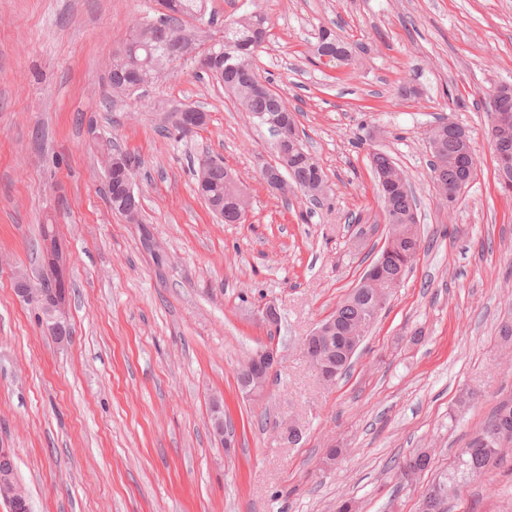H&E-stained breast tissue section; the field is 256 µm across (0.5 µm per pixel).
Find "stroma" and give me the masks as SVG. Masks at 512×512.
Wrapping results in <instances>:
<instances>
[{
    "label": "stroma",
    "mask_w": 512,
    "mask_h": 512,
    "mask_svg": "<svg viewBox=\"0 0 512 512\" xmlns=\"http://www.w3.org/2000/svg\"><path fill=\"white\" fill-rule=\"evenodd\" d=\"M227 18L261 11L262 76L325 174L318 204L280 197L255 124L194 61L107 98L109 63L158 0H0V448L15 451L33 512H419L504 402H512V193L488 136L497 88L512 85V0H208ZM329 28L355 51L317 63ZM414 94L398 92L401 83ZM205 125L167 128L166 107ZM468 133L478 165L454 207L429 169V128ZM137 162L139 223L113 211L94 141ZM382 149L417 197L421 249L334 386L299 343L359 282L386 237L370 155ZM223 159L251 208L227 224L196 194L192 164ZM53 219L72 253L65 340L17 291L39 285L37 241ZM275 304L270 323L262 309ZM276 346L261 396L239 370ZM222 409L232 449L212 430ZM302 435L276 432L286 418ZM339 447L335 463L327 448ZM431 449L415 483L400 463ZM449 512H512V447L449 501Z\"/></svg>",
    "instance_id": "obj_1"
}]
</instances>
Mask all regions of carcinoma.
Instances as JSON below:
<instances>
[{
	"label": "carcinoma",
	"instance_id": "obj_1",
	"mask_svg": "<svg viewBox=\"0 0 512 512\" xmlns=\"http://www.w3.org/2000/svg\"><path fill=\"white\" fill-rule=\"evenodd\" d=\"M160 4L165 13L155 20H142L112 58V93L127 94L138 84H149L162 70L181 60V56L188 52L202 72L224 73V88L234 96L242 111L251 114L259 125L269 131H280V140L274 144L275 166L286 176L279 182L268 183V186L283 195L296 189L312 200L323 196L327 192L324 172L319 167L310 166V154L300 140L294 115L285 110L282 98L271 83L262 78L255 64V49L267 31L265 15L254 11L225 23L224 38L205 46L198 38L195 22L203 20L206 0H160ZM314 52L317 59L326 53L337 52L342 65L349 64L352 59L348 44L324 27L318 31ZM433 131L437 134V141L430 146V171L441 196L452 207L475 177L474 151L467 150L470 139L463 129L452 141L448 140V126L444 123L435 125ZM206 161L205 166L194 167L198 194L213 214L222 213L224 223L234 224L237 214L248 213L249 197L221 159L208 156ZM371 167L383 202L385 221L398 225L402 237L392 247L393 258L388 263L380 267L375 260L367 271L375 277L401 280L412 267L413 260L409 256L418 253L421 247L416 198L406 177L394 173L396 165L387 153H372ZM119 184L120 178L115 176L112 188L108 189L112 209L134 223L138 216L131 215L118 197ZM42 253L46 271L44 289L50 298L60 302L67 294L69 264L59 237L42 233ZM373 308L370 289L361 284L336 307L331 317L333 323L329 339L321 341L330 352L336 375H341L351 365L347 360L345 336L370 316ZM506 443L512 444L511 402L500 405L481 432L460 449L457 466L431 483L428 512H448L449 499L478 479L486 466L497 459Z\"/></svg>",
	"mask_w": 512,
	"mask_h": 512
}]
</instances>
